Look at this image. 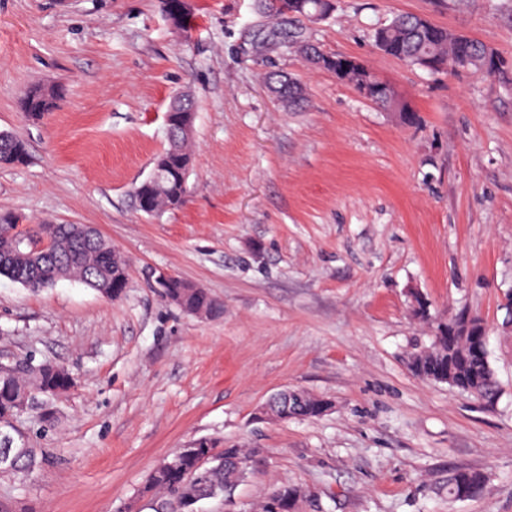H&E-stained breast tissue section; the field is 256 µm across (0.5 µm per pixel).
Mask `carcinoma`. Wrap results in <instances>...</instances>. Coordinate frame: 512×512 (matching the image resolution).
I'll return each instance as SVG.
<instances>
[{
    "mask_svg": "<svg viewBox=\"0 0 512 512\" xmlns=\"http://www.w3.org/2000/svg\"><path fill=\"white\" fill-rule=\"evenodd\" d=\"M372 39L375 42L383 39L396 45L398 56L410 66L417 65L426 57H435L444 64L445 73L473 70L486 77L496 76L487 67L492 48L444 27L438 28L435 35L430 37L413 25L409 14L396 15L388 23L377 27ZM56 102V94H46L39 86L27 89L21 98L23 109L35 119L49 114ZM27 160L25 141L16 135H8L7 147L0 149V166H22ZM190 161L189 141L177 139L167 144L154 159L155 163L164 165L162 182L142 181L134 188L138 210L155 214L164 208L179 207L187 196ZM18 223V216L0 214V276L36 291L50 288L66 278L77 279L100 294L128 285V264L122 256L104 248L78 245L59 224H35L30 229V236L49 242L57 257L53 265L37 263L24 244L9 235ZM164 294L165 298L191 314L213 315L220 310V305L205 289L176 276L167 281ZM411 368L423 380L446 383L476 400L491 402L500 393L482 333L459 334L452 317L446 322L436 323L430 346L414 355ZM74 386L73 376L57 363L44 361L29 365L19 362L11 374L0 377V422L20 419L19 401L27 391L35 389L41 395L39 410L43 411L42 422L50 427L56 421L55 402ZM324 409V400L303 394L290 402L288 419L318 418L323 415ZM24 440L26 453L10 470L12 474L30 472L43 460L42 449L34 446L29 436H24ZM215 449L216 444L212 440L199 439L195 452L182 455L172 465L152 472L144 492L166 503L171 512H181L183 500L192 492L223 496L224 483L232 477L228 470L213 469L201 476L198 483H186L187 475L197 471L199 458ZM486 485L485 473L456 470L448 477V500L472 499L476 493L483 494Z\"/></svg>",
    "mask_w": 512,
    "mask_h": 512,
    "instance_id": "1",
    "label": "carcinoma"
}]
</instances>
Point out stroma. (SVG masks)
I'll use <instances>...</instances> for the list:
<instances>
[{
	"label": "stroma",
	"mask_w": 512,
	"mask_h": 512,
	"mask_svg": "<svg viewBox=\"0 0 512 512\" xmlns=\"http://www.w3.org/2000/svg\"><path fill=\"white\" fill-rule=\"evenodd\" d=\"M175 29L165 0H0V131L30 160L0 167V212L19 231L88 224L129 265L113 301L70 279L34 292L0 276V356L50 360L76 387L22 420L44 459L0 474V512H145L150 472L206 437L250 452L244 478L204 512H252L284 484L300 512H512V0H338L312 24L258 0H189ZM493 47L496 78L434 74L379 53L396 14ZM360 59L415 111V124L309 64L294 33ZM298 78L291 112L263 84ZM54 85L43 120L23 89ZM197 103L188 196L137 210L133 187L165 144L173 94ZM161 268L206 289L215 317L153 288ZM429 304L428 319L416 297ZM484 320L496 400L416 377L431 322ZM330 402L317 419L257 410L284 388ZM490 478L448 500V475Z\"/></svg>",
	"instance_id": "1"
}]
</instances>
